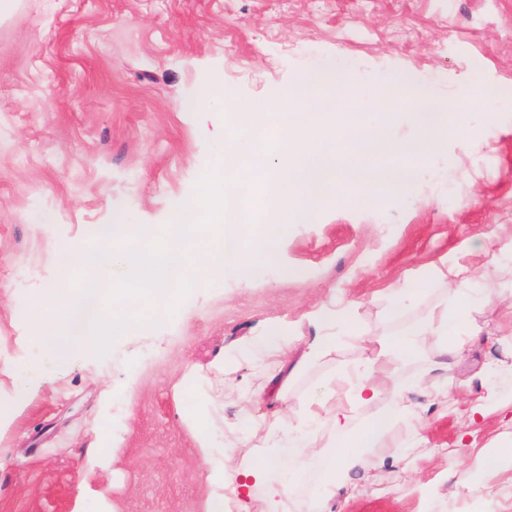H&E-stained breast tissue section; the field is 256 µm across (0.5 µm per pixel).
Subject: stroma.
I'll list each match as a JSON object with an SVG mask.
<instances>
[{
  "instance_id": "35a3bbf8",
  "label": "stroma",
  "mask_w": 512,
  "mask_h": 512,
  "mask_svg": "<svg viewBox=\"0 0 512 512\" xmlns=\"http://www.w3.org/2000/svg\"><path fill=\"white\" fill-rule=\"evenodd\" d=\"M321 65L357 94L408 72L440 101L464 97L461 131L400 198L328 197L254 274L195 272L172 318L102 355L41 360L15 402L6 365L35 355L28 302L58 283L61 262L92 250L114 212L172 224L236 136L225 100L275 99ZM199 98L207 111L190 108ZM477 236L490 254L470 252ZM447 263L471 265L474 287L494 293L469 310L464 351L427 338L396 391L352 406L351 429L396 406L420 429L396 420L381 450L337 477L326 512H512V0H17L0 16V512H205L222 489L198 448L203 397L187 372L209 373L271 327L296 361L328 307L336 342L286 397L297 410L343 404L340 377L375 340L452 303L436 276ZM277 360L257 346L248 369L217 380L226 457L266 446L238 429L246 389L266 387ZM479 450L501 458L494 477Z\"/></svg>"
}]
</instances>
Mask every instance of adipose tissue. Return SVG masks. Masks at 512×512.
<instances>
[{
  "mask_svg": "<svg viewBox=\"0 0 512 512\" xmlns=\"http://www.w3.org/2000/svg\"><path fill=\"white\" fill-rule=\"evenodd\" d=\"M449 275L455 283L457 309L433 308L416 329L377 340L371 354L343 378L349 402L357 405L374 402L389 388L399 365L419 353L421 337H437L444 348L453 354L463 349L459 329L466 321L465 311L480 296L489 295L490 290L486 287L479 291L472 289L473 271L468 267L452 269ZM260 342L268 351L278 355L280 362L271 377L272 390L247 393L246 418L250 424L264 427L278 436L277 453L272 457L262 455L237 461L230 478L223 484V496L213 500L210 512H224L226 504L232 499L251 495L258 486L265 487L267 491V512H289L288 487L301 478L306 467L320 461L326 462L327 472L332 476L351 469L360 449L380 446L386 430L398 417L397 411L390 410L358 430L348 429V412L341 406L323 415L309 409L294 419H286L284 391L296 368L287 361L289 340L279 330L270 329L261 336ZM327 421L343 430L341 449L335 453H310L312 430Z\"/></svg>",
  "mask_w": 512,
  "mask_h": 512,
  "instance_id": "adipose-tissue-1",
  "label": "adipose tissue"
}]
</instances>
